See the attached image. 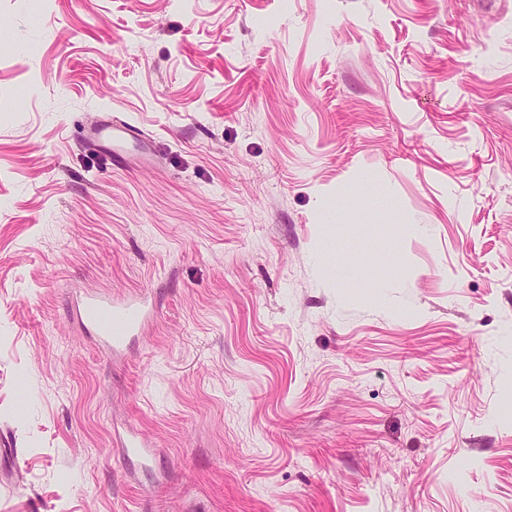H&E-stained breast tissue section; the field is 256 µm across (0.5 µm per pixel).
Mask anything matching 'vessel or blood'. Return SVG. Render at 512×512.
I'll use <instances>...</instances> for the list:
<instances>
[{"label":"vessel or blood","mask_w":512,"mask_h":512,"mask_svg":"<svg viewBox=\"0 0 512 512\" xmlns=\"http://www.w3.org/2000/svg\"><path fill=\"white\" fill-rule=\"evenodd\" d=\"M81 143L108 153L118 168H148L155 163L152 140L121 118H104L98 125L81 129ZM75 311L99 347L110 357L121 355L127 341L142 334L153 323L155 307L143 297H115L105 292L84 293ZM122 456L150 459L152 450L137 432L120 438Z\"/></svg>","instance_id":"obj_1"}]
</instances>
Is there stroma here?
<instances>
[{
    "instance_id": "obj_1",
    "label": "stroma",
    "mask_w": 512,
    "mask_h": 512,
    "mask_svg": "<svg viewBox=\"0 0 512 512\" xmlns=\"http://www.w3.org/2000/svg\"><path fill=\"white\" fill-rule=\"evenodd\" d=\"M0 512H512V0H0ZM79 141L104 151L118 168H149L155 163L153 141L136 126L118 117H105L92 128H82ZM75 311L99 347L113 360L129 339L147 330L155 307L144 297H114L105 292H86L75 301ZM119 452L124 457H136L148 460L152 456L151 446L137 432L130 430L124 437H119Z\"/></svg>"
}]
</instances>
